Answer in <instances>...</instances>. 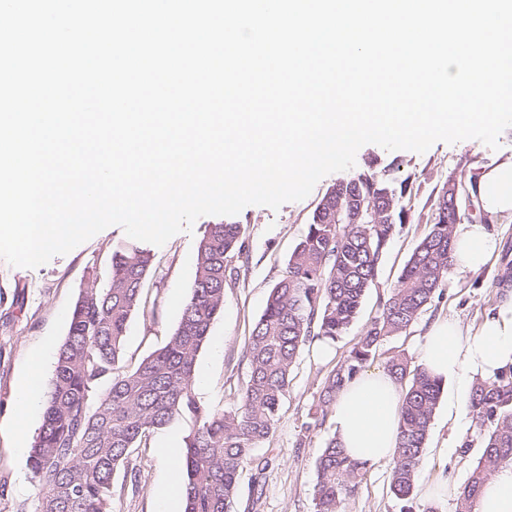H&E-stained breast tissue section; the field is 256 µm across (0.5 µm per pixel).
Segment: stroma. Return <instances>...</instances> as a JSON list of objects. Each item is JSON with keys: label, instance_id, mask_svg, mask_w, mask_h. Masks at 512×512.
<instances>
[{"label": "stroma", "instance_id": "stroma-1", "mask_svg": "<svg viewBox=\"0 0 512 512\" xmlns=\"http://www.w3.org/2000/svg\"><path fill=\"white\" fill-rule=\"evenodd\" d=\"M510 155L512 127L500 134L495 150L476 139L454 144L438 142L421 154L388 151L376 144L359 149L355 172L386 170L396 180L407 182L404 203L409 219L384 256L357 320L345 334L329 342V356H319L320 344L316 341L303 349L283 400L277 429L269 442L253 450L265 470L259 473L250 466L244 469L234 512H313L315 461L334 431L329 422L311 431L306 425L326 375L345 359L362 329L377 316L382 299L395 286L413 248L429 229L431 200L443 182L451 176L470 181L481 165ZM340 178L337 172L325 176L304 200L285 203L279 209L250 205L231 216V223L244 229V254L232 261L238 275L226 283L224 310L213 323L197 359L194 389L203 404L227 411L236 407L239 390L248 377L244 350L252 327L317 203ZM217 221L214 215L200 217L191 229L176 234L163 246L152 247L154 260L145 279L144 294L156 308L151 313H135L128 322L124 347L128 367H136L163 347L177 327L192 292L198 243L208 225ZM126 239L122 227L112 226L34 269L15 267L0 259V512H35L37 504L27 446L38 432L43 411L35 409L22 419L15 406L18 384L31 370L28 357L44 353L40 379L42 386H49L56 352L67 335L81 288L91 282L106 284L112 246ZM497 272L494 266L477 274L449 272L440 295L418 322L406 334L382 343L373 367H383L396 352L405 354L412 364H420V338L438 317H456L470 332H477L484 317L503 299V291L496 284ZM470 388L467 382L445 383L417 484L444 476L449 486L457 489L470 476L479 452L477 425L466 403ZM451 395L461 400L460 422L454 427L443 422ZM161 438L152 435L146 446L135 449L127 468L115 474L113 512H163L158 491L169 475L159 448ZM391 468L388 462L366 468L355 494L344 503V512H402L401 503L390 492ZM258 483L263 486L259 497L253 493Z\"/></svg>", "mask_w": 512, "mask_h": 512}]
</instances>
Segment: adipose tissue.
<instances>
[{
  "label": "adipose tissue",
  "instance_id": "ef3b65f1",
  "mask_svg": "<svg viewBox=\"0 0 512 512\" xmlns=\"http://www.w3.org/2000/svg\"><path fill=\"white\" fill-rule=\"evenodd\" d=\"M472 194L490 221L459 225L452 263L460 272L491 266L498 249L493 223L512 217V157L483 172ZM422 365L442 379L495 380L512 363V300L487 317L478 335L457 320L435 321L423 336ZM402 388L386 370L361 373L336 395L332 409L335 434L347 454L370 467L391 458L398 442ZM475 512H512V464L503 465L482 488Z\"/></svg>",
  "mask_w": 512,
  "mask_h": 512
}]
</instances>
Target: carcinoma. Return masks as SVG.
Here are the masks:
<instances>
[{
	"instance_id": "cac0c4a2",
	"label": "carcinoma",
	"mask_w": 512,
	"mask_h": 512,
	"mask_svg": "<svg viewBox=\"0 0 512 512\" xmlns=\"http://www.w3.org/2000/svg\"><path fill=\"white\" fill-rule=\"evenodd\" d=\"M404 184L371 169L328 187L306 231L271 288L245 345L248 379L237 407L208 406L194 392V367L211 326L224 309L227 268L243 251L240 224H210L197 247L192 294L166 344L134 369L123 363L127 323L146 308L150 251L126 243L112 249L107 285L81 289L56 358L43 422L29 450L37 512H112L113 477L134 449L156 432L185 428L180 465L184 512H233L240 474L253 450L270 440L280 419L293 366L314 340H334L355 322L364 296L401 221ZM375 203L370 223L354 221L356 199ZM442 193L430 223L400 271L380 313L364 328L346 359L324 379L310 413L325 423L339 390L375 359L385 339L412 327L451 269L462 215L442 212ZM385 369L403 385L398 445L390 489L413 512L415 479L444 381L398 352ZM469 407L479 426L480 452L460 488L456 512H474L480 487L512 462V365L494 381L472 386ZM313 512H341L364 467L331 438L316 461Z\"/></svg>"
}]
</instances>
